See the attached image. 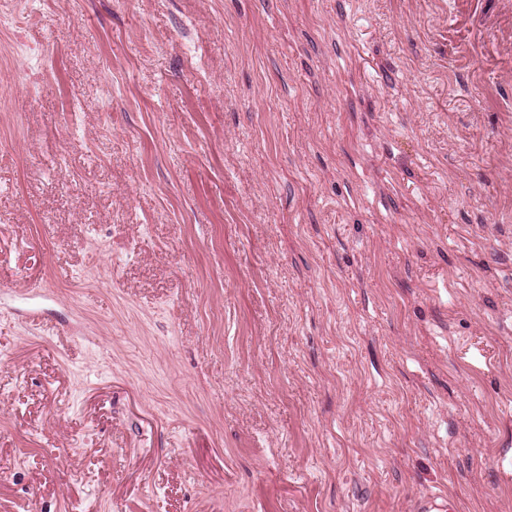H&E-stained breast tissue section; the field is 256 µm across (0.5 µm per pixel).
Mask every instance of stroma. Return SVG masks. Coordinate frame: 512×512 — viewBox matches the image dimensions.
Segmentation results:
<instances>
[{
  "instance_id": "35a3bbf8",
  "label": "stroma",
  "mask_w": 512,
  "mask_h": 512,
  "mask_svg": "<svg viewBox=\"0 0 512 512\" xmlns=\"http://www.w3.org/2000/svg\"><path fill=\"white\" fill-rule=\"evenodd\" d=\"M512 512V0H0V512Z\"/></svg>"
}]
</instances>
